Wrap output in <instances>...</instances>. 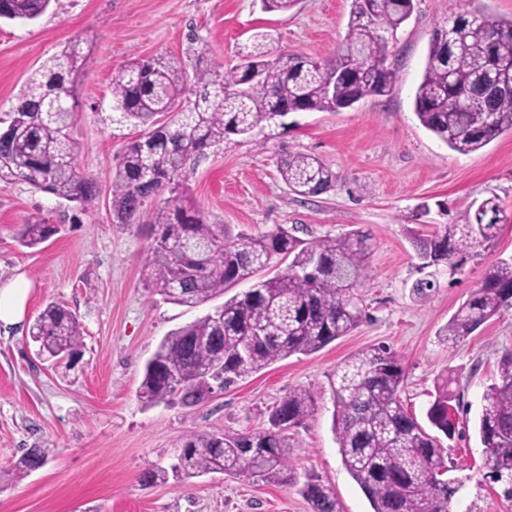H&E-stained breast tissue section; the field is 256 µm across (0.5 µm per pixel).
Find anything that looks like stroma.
<instances>
[{"instance_id": "35a3bbf8", "label": "stroma", "mask_w": 512, "mask_h": 512, "mask_svg": "<svg viewBox=\"0 0 512 512\" xmlns=\"http://www.w3.org/2000/svg\"><path fill=\"white\" fill-rule=\"evenodd\" d=\"M352 0H298L290 11L264 10L261 0H52L35 22L0 21V114L28 78L73 38L89 63L72 128L78 169L97 179L87 204L67 203L28 183L0 182V281L25 275L32 288L25 327L0 330V467L29 448L48 449L46 464L0 487V512H312L299 486L222 473L143 485L141 475L169 466L194 432L240 433L267 427L288 391L311 394L315 409L292 428L297 474L336 495L340 512H372L345 469L332 430V382L361 350L389 346L401 357V400L425 422L438 374L451 372L463 398L460 432L443 446L467 478L466 500L481 512H512L501 489L482 486L486 450L477 434L482 396L512 350V308L448 349L439 332L481 284L493 263L512 258V221L474 248L459 268L421 267L414 238L438 224L464 223L493 198L512 217V133L469 154L452 152L425 129L414 110L434 31L448 0H414L388 64L397 83L338 112H298L293 124L236 136L211 149L185 182L207 223L258 235L282 226L310 241L354 229L370 236L368 278L360 293L366 320L310 354L277 361L196 407L145 405L139 387L161 339L211 310L167 301L144 287L150 224H116L109 209V172L140 131L112 108L111 82L131 60L197 55L231 66L256 31L275 37L276 54L333 60L347 32ZM291 151L319 157L334 174L330 191L302 198L283 182L277 163ZM58 228L38 248L17 241L32 216ZM434 286L417 297L412 285ZM76 311L85 329L83 356L68 371L37 355L28 326L48 302Z\"/></svg>"}]
</instances>
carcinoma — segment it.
Here are the masks:
<instances>
[{
	"mask_svg": "<svg viewBox=\"0 0 512 512\" xmlns=\"http://www.w3.org/2000/svg\"><path fill=\"white\" fill-rule=\"evenodd\" d=\"M51 0H0V19L34 21ZM414 0H353L348 31L333 63L296 54L272 57L271 34L258 31L238 51L239 62L215 67L200 56L188 77L178 59H139L119 72L112 100L124 120L141 129L109 176L113 220L136 224L147 200L164 189L150 216L152 256L143 283L167 300L193 307L249 282L250 288L213 311L169 333L144 367V403L192 407L212 389L231 387L268 365L309 355L350 334L367 318L356 290L367 277L369 235L353 230L339 238L305 242L287 229L231 235L207 223L187 203L186 173L231 135L285 126L281 110L337 112L359 96H386L398 80L387 65L389 42L412 15ZM89 54L69 42L27 81L0 123V182L24 181L68 202L87 203L97 180L82 174L71 136L79 106V78ZM512 69V19L483 11H451L435 30L415 97L420 123L459 155L479 151L512 132V90L488 88ZM282 180L302 197L331 190L334 174L315 156L288 152L279 162ZM502 210L482 201L463 224H440L415 238L424 264L455 267L476 246L493 240ZM57 232L46 219L22 225L19 243L35 248ZM290 259L267 279L257 277L273 256ZM512 308V259L500 260L442 328L450 348L504 308ZM79 315L46 304L29 329L39 355L59 361L83 351ZM404 369L384 345L370 347L336 370L333 429L342 463L370 500L373 512H478L460 509L456 491L441 484L446 466L441 437L452 438L462 399L449 373L438 376L426 418L428 432L403 406ZM311 396L290 390L252 433L196 432L177 462L143 474L149 484L169 476L190 478L221 470L281 486L296 483L294 445L288 432L312 412ZM477 431L490 471L483 480L512 496V350L498 361V376L484 395ZM47 452L29 448L0 483L18 481L43 466ZM313 512H340L334 492L317 480L302 488Z\"/></svg>",
	"mask_w": 512,
	"mask_h": 512,
	"instance_id": "cac0c4a2",
	"label": "carcinoma"
}]
</instances>
